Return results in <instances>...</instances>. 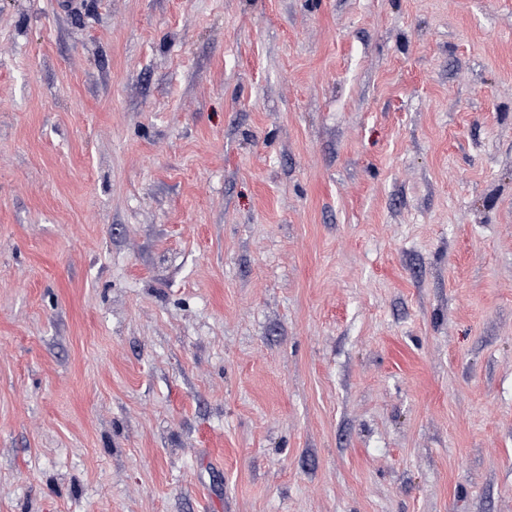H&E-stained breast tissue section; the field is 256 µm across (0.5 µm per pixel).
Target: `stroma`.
<instances>
[{
	"label": "stroma",
	"instance_id": "stroma-1",
	"mask_svg": "<svg viewBox=\"0 0 512 512\" xmlns=\"http://www.w3.org/2000/svg\"><path fill=\"white\" fill-rule=\"evenodd\" d=\"M0 512H512V0H0Z\"/></svg>",
	"mask_w": 512,
	"mask_h": 512
}]
</instances>
